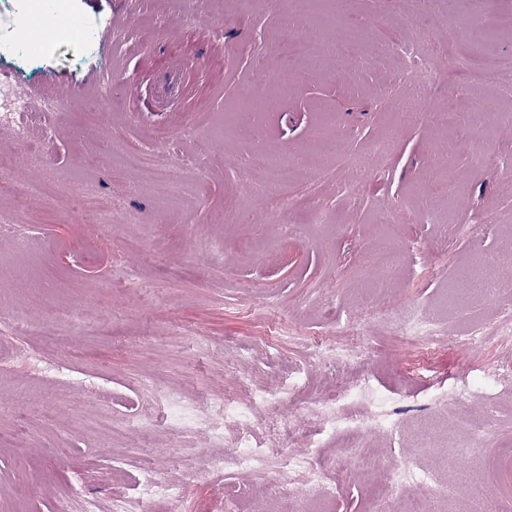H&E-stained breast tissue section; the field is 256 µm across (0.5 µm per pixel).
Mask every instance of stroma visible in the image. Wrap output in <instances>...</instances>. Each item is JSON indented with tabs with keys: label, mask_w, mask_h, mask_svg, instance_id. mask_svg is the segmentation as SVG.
Here are the masks:
<instances>
[{
	"label": "stroma",
	"mask_w": 512,
	"mask_h": 512,
	"mask_svg": "<svg viewBox=\"0 0 512 512\" xmlns=\"http://www.w3.org/2000/svg\"><path fill=\"white\" fill-rule=\"evenodd\" d=\"M91 31L22 63L0 55V80L41 88L29 110V140L0 120V156L12 159L5 177L26 185L58 175L59 196L24 213L0 194V512H60L77 497L110 512L114 495L130 494L138 473L151 471L188 489L196 512H225L215 485L243 487L237 512H267L265 486L286 482L287 469L211 472L225 454L205 430L180 433L166 399L180 394L198 406L240 394L241 383L273 393L258 411L266 439L280 414L301 413L310 401L368 376L386 393L401 422L392 434L368 439L384 465L364 482L336 489V512H397L391 488L405 463L433 466L419 454L411 427L427 417L473 425L496 421V435L474 451L496 484L512 460V381L487 372L512 364V342L490 340L474 360L448 345L421 360L420 345L402 334L410 313L433 311L443 289L467 270L474 253L507 267L508 283L490 302L478 301L448 336L470 325L490 327L512 312L511 145L494 87L458 85L436 60L440 96L428 98L413 121L399 116L406 93L397 58L407 29L428 27L447 37L452 21L464 30L459 53L485 48L512 67V39L495 35L494 20L512 17V0H72ZM329 44L312 41V59L297 63L296 80L276 95L270 75L281 64L288 27L316 33L327 19ZM73 89L60 107L56 88ZM266 105L256 136L232 123L244 101ZM489 102L479 139L467 140L429 118L448 105L469 123L473 102ZM51 136H44L43 127ZM223 135L222 151L207 155L182 198L165 182L138 193L137 172L125 168L115 143L148 149L162 168L186 163L199 142ZM336 140L335 153L312 158L316 175L291 185L323 211L320 224L300 214L250 223L256 203L247 192V161L256 147L283 155ZM385 142L381 153L370 146ZM459 148V196L426 192L446 175L437 164L449 143ZM364 159L367 182L356 197L339 181ZM429 210L440 225L418 221ZM294 222L297 235L280 230ZM388 251L399 272L390 302L363 310L365 256ZM70 308L60 326L57 312ZM343 339L363 352L358 366L333 368L307 360L314 339ZM31 352L68 367L80 385L54 383L27 364ZM486 376L485 398L469 389ZM153 385L152 424H138L144 382ZM432 388L454 392L452 405L427 400ZM119 394L96 400V391ZM110 421L111 430L100 427Z\"/></svg>",
	"instance_id": "stroma-1"
}]
</instances>
